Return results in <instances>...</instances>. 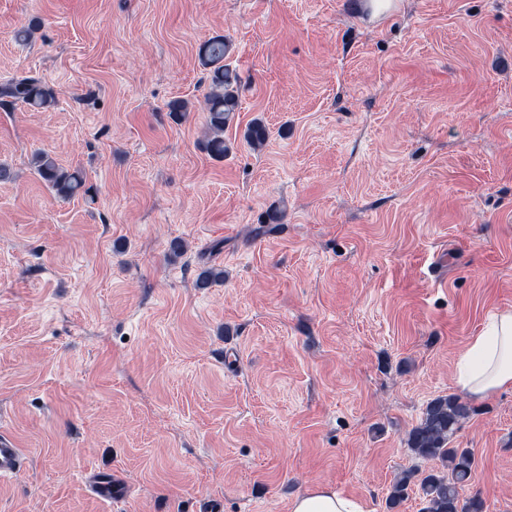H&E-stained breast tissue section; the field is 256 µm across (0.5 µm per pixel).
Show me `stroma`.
<instances>
[{
  "label": "stroma",
  "mask_w": 512,
  "mask_h": 512,
  "mask_svg": "<svg viewBox=\"0 0 512 512\" xmlns=\"http://www.w3.org/2000/svg\"><path fill=\"white\" fill-rule=\"evenodd\" d=\"M394 2L0 0V83L58 100L0 102V429L26 456L0 512H290L318 485L387 512L431 470L408 431L512 311V0ZM218 35L241 80L221 159ZM471 406L462 494L512 512V388ZM230 45L224 36H215L199 48V58L203 67L209 70L210 87L206 95L207 125L204 149L215 158H224L227 151L224 145V127L238 105L240 80L238 75L224 65L230 53ZM0 98H10L35 109H48L55 102L53 92L32 75L15 76L1 83ZM33 165L39 178L58 195L72 197L84 190L85 177L81 170H67L46 152H39L33 158Z\"/></svg>",
  "instance_id": "35a3bbf8"
}]
</instances>
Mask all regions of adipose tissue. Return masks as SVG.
<instances>
[{
	"instance_id": "adipose-tissue-1",
	"label": "adipose tissue",
	"mask_w": 512,
	"mask_h": 512,
	"mask_svg": "<svg viewBox=\"0 0 512 512\" xmlns=\"http://www.w3.org/2000/svg\"><path fill=\"white\" fill-rule=\"evenodd\" d=\"M456 384L474 398L512 388V311L494 315L472 338L457 364ZM290 512H365L362 504L335 489L319 486L296 497Z\"/></svg>"
}]
</instances>
